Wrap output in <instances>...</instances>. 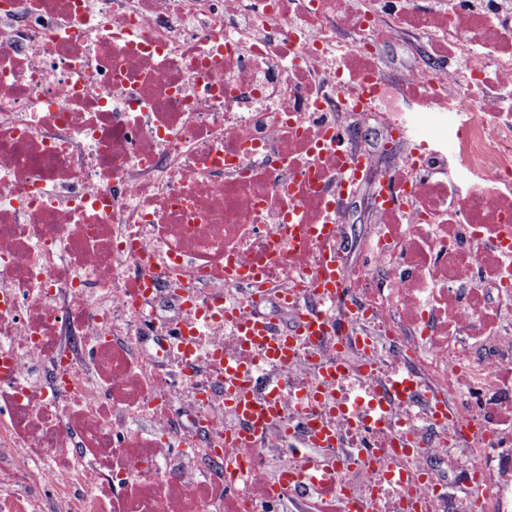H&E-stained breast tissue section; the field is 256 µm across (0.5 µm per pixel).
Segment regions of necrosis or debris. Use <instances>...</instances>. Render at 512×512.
<instances>
[{"label":"necrosis or debris","instance_id":"4bbe7bcc","mask_svg":"<svg viewBox=\"0 0 512 512\" xmlns=\"http://www.w3.org/2000/svg\"><path fill=\"white\" fill-rule=\"evenodd\" d=\"M407 26L432 56L392 84L371 47ZM416 115L449 124L447 150L381 170L330 142L406 138ZM356 158L377 222L352 267L336 200ZM328 257L335 299L313 288ZM270 302L323 323L285 365L224 315ZM228 360L280 391L259 437ZM312 429L336 447L311 485L286 447ZM46 495L512 512V0H0V512Z\"/></svg>","mask_w":512,"mask_h":512}]
</instances>
